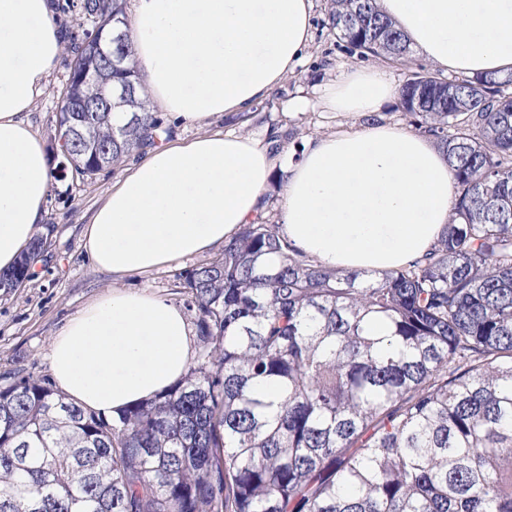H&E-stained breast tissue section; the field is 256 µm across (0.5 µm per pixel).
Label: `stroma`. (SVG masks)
<instances>
[{
  "instance_id": "1",
  "label": "stroma",
  "mask_w": 512,
  "mask_h": 512,
  "mask_svg": "<svg viewBox=\"0 0 512 512\" xmlns=\"http://www.w3.org/2000/svg\"><path fill=\"white\" fill-rule=\"evenodd\" d=\"M314 4L313 41L295 72L258 103L248 119H221L216 121V129L250 131L262 136L271 127L280 130L279 147L285 152L301 146L314 134L348 132L360 127L357 116L328 112L319 104L322 88L358 63L359 58L328 24L331 0H314ZM68 74V63L60 62L28 115L36 133L50 148L57 143L56 113ZM299 95L308 101L305 108L294 105ZM121 174L117 167L103 170L87 181L72 172L56 179L43 222L48 230L47 244L33 277L21 288L9 292L0 289V388L28 376L52 383V338L70 316L99 297L110 284V277L85 257L81 232ZM208 259L205 253L186 257L147 273L126 276L121 285L181 308L185 297L180 292V274Z\"/></svg>"
}]
</instances>
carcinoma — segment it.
I'll use <instances>...</instances> for the list:
<instances>
[{"label":"carcinoma","instance_id":"carcinoma-1","mask_svg":"<svg viewBox=\"0 0 512 512\" xmlns=\"http://www.w3.org/2000/svg\"><path fill=\"white\" fill-rule=\"evenodd\" d=\"M93 7L120 23L119 0ZM328 23L362 56L409 60L376 0H332ZM78 26L76 57L94 33ZM131 53L112 46V81L137 93ZM511 84L402 85L456 184L449 232L421 258L327 270L260 215L182 276L198 351L165 392L109 422L31 376L0 389V512H512ZM137 101L124 131L103 102L59 112L86 126L61 146L76 174L159 143ZM45 243L0 282L29 279Z\"/></svg>","mask_w":512,"mask_h":512}]
</instances>
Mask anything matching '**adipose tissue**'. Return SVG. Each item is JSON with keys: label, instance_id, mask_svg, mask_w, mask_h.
I'll use <instances>...</instances> for the list:
<instances>
[{"label": "adipose tissue", "instance_id": "obj_1", "mask_svg": "<svg viewBox=\"0 0 512 512\" xmlns=\"http://www.w3.org/2000/svg\"><path fill=\"white\" fill-rule=\"evenodd\" d=\"M433 67L473 77L512 72V0H378ZM313 0H135L122 26L151 106L203 131L149 150L82 228L85 255L114 284L55 335L50 361L70 401L105 415L164 392L187 372L193 342L181 309L117 280L224 244L282 191V231L318 264L383 272L441 238L454 200L442 150L373 122L395 89L361 63L325 89L361 130L311 137L280 156L248 133L211 131L217 116L268 98L302 59ZM53 0H0V272L37 237L50 155L27 118L65 55Z\"/></svg>", "mask_w": 512, "mask_h": 512}]
</instances>
